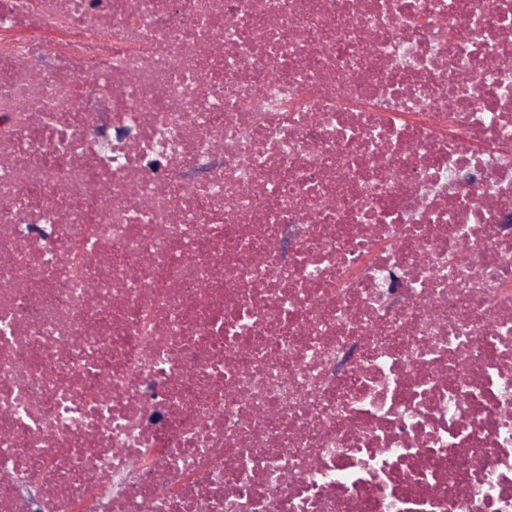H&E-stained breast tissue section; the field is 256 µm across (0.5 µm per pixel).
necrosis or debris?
Listing matches in <instances>:
<instances>
[{
    "mask_svg": "<svg viewBox=\"0 0 512 512\" xmlns=\"http://www.w3.org/2000/svg\"><path fill=\"white\" fill-rule=\"evenodd\" d=\"M0 512H512V0H0Z\"/></svg>",
    "mask_w": 512,
    "mask_h": 512,
    "instance_id": "4bbe7bcc",
    "label": "necrosis or debris"
}]
</instances>
